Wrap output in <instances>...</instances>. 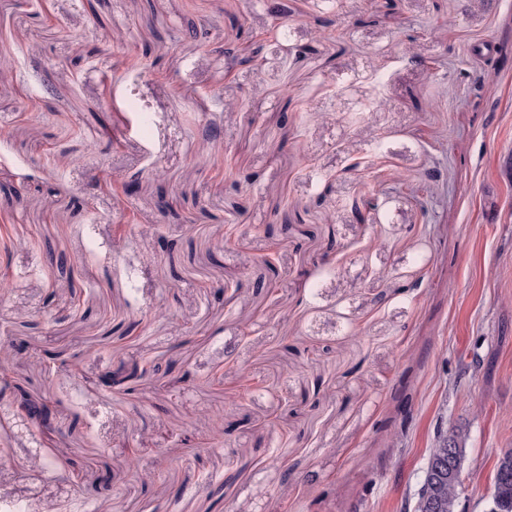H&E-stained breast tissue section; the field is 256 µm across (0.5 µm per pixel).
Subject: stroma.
I'll list each match as a JSON object with an SVG mask.
<instances>
[{
  "mask_svg": "<svg viewBox=\"0 0 512 512\" xmlns=\"http://www.w3.org/2000/svg\"><path fill=\"white\" fill-rule=\"evenodd\" d=\"M384 2L341 0L327 35L316 0H0V201L21 194L0 341L57 405L44 430L0 403V501L409 512L459 429L456 512H486L512 448V0ZM231 40L256 63L226 70ZM103 171L134 196L93 188ZM77 257L80 291L57 268Z\"/></svg>",
  "mask_w": 512,
  "mask_h": 512,
  "instance_id": "1",
  "label": "stroma"
}]
</instances>
